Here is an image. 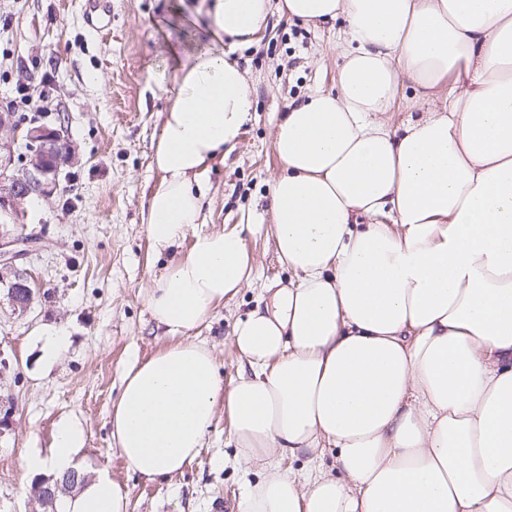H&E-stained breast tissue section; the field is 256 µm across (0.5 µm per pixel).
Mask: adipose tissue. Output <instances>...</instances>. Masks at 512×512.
Masks as SVG:
<instances>
[{
  "mask_svg": "<svg viewBox=\"0 0 512 512\" xmlns=\"http://www.w3.org/2000/svg\"><path fill=\"white\" fill-rule=\"evenodd\" d=\"M275 11L346 27L335 90L274 135L269 228L294 278L234 324L249 370L227 388L191 332L253 263L241 231H198L201 177L253 110L224 40L252 42ZM209 16L213 45L182 62L153 156V245H192L146 293L170 343L112 407L128 468L180 471L222 408L255 470L238 512H512V0H211ZM400 103L424 114L394 129ZM82 446L60 423L26 466L66 472ZM127 506L102 475L58 512Z\"/></svg>",
  "mask_w": 512,
  "mask_h": 512,
  "instance_id": "adipose-tissue-1",
  "label": "adipose tissue"
}]
</instances>
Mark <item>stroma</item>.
<instances>
[{
	"mask_svg": "<svg viewBox=\"0 0 512 512\" xmlns=\"http://www.w3.org/2000/svg\"><path fill=\"white\" fill-rule=\"evenodd\" d=\"M111 24H88L86 0H0V112L47 124L64 117L75 159L52 191L27 198L4 231L29 239L15 261L34 291L30 308L9 301L0 279V512H45L25 459L47 450L60 421L76 423L84 445L81 478L103 472L128 494V512H237L241 471L234 464L226 413H218L197 457L182 472L153 481L130 470L112 438L110 414L126 370L169 342L151 317L146 290L183 247L156 251L144 222L161 181L152 163L181 61L204 47L211 21L204 0H109ZM332 27L270 15L255 44L225 46L244 70L254 100L235 145L206 176L202 231L248 225L255 274L193 332L214 346L220 377L232 385L239 358L234 323L261 303L264 284L285 281L268 230L270 185L281 165L273 150L288 108L335 86ZM47 83L45 99L22 89ZM64 329L71 344L53 364L44 336Z\"/></svg>",
	"mask_w": 512,
	"mask_h": 512,
	"instance_id": "1",
	"label": "stroma"
}]
</instances>
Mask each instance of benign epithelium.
Segmentation results:
<instances>
[{
    "mask_svg": "<svg viewBox=\"0 0 512 512\" xmlns=\"http://www.w3.org/2000/svg\"><path fill=\"white\" fill-rule=\"evenodd\" d=\"M19 125L14 113L0 112V208L19 212L25 200L45 192L46 187L55 181L61 167L68 162L70 153L61 130L45 125L31 124L26 129L24 140L36 145L29 156L28 166L22 172L10 170L14 157L15 134ZM19 240L0 235V266L13 270L14 282L9 292L13 306L25 309L33 299V290L27 278L13 269V259L17 256ZM76 483L72 478L47 486L39 491L40 499L49 505L58 494L65 492Z\"/></svg>",
    "mask_w": 512,
    "mask_h": 512,
    "instance_id": "benign-epithelium-1",
    "label": "benign epithelium"
}]
</instances>
